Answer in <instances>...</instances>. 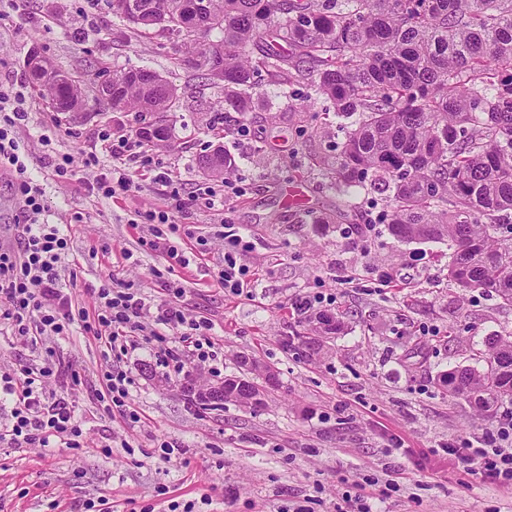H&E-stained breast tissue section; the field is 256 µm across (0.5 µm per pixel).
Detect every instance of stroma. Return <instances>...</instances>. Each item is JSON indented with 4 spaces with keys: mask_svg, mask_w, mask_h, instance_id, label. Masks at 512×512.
<instances>
[{
    "mask_svg": "<svg viewBox=\"0 0 512 512\" xmlns=\"http://www.w3.org/2000/svg\"><path fill=\"white\" fill-rule=\"evenodd\" d=\"M34 49L61 74L81 77L85 93L80 112L57 113L38 99L17 132L49 223L72 226L75 303L93 308L97 289L117 277L158 305L171 300L163 286L173 283L182 290L177 304L209 320L224 375L238 373L246 358L279 385L260 407L199 412L188 408L181 378L162 379L149 350H132L117 363L135 379L141 421L131 427L104 411L100 381L116 363L79 325L37 345L0 336V375L63 360L47 387L83 429L77 448L0 442V512H85L101 497L114 512L149 505L166 512L174 501L194 502L195 512H295L305 504L338 512L359 494L373 512H512V490L464 475L437 453L496 425L497 416L478 415L439 379L475 366L488 337L511 334L512 307L449 279L446 245L401 242L385 225L367 224L369 203L391 196L387 185L341 196L313 168L315 158L335 155L343 120L300 111L308 89L297 84L272 88L247 117L248 136L215 137L213 123L236 118L222 113L220 89L173 65L179 42L137 36L107 0H0V85L31 93L26 63ZM130 66L156 71L183 99L159 152L173 182L164 188L144 176L134 192L107 198L86 184L112 166L105 140L135 133L138 123L134 113L100 110L95 91ZM219 146L234 157L246 195L221 208L189 205V194L210 182L199 156ZM91 152L99 163L88 168ZM63 155L73 170L65 183L46 162ZM293 194L304 200L301 210L290 207ZM149 210L172 213L181 226L173 245L202 251V259L170 271L165 255L142 253L143 231L132 223ZM237 232L251 236L241 255L255 274L247 297L225 293L219 282ZM316 292L334 296L338 333L320 336L299 322L295 302ZM296 334L302 343L286 347ZM394 436L402 449L390 448ZM164 442L176 446L167 461ZM391 479L396 489L387 488Z\"/></svg>",
    "mask_w": 512,
    "mask_h": 512,
    "instance_id": "stroma-1",
    "label": "stroma"
}]
</instances>
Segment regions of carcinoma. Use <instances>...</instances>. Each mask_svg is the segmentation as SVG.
I'll return each mask as SVG.
<instances>
[{
    "mask_svg": "<svg viewBox=\"0 0 512 512\" xmlns=\"http://www.w3.org/2000/svg\"><path fill=\"white\" fill-rule=\"evenodd\" d=\"M131 21L147 11L159 22L139 27L182 40L181 64L212 77L224 65V111L256 110V87L309 86L301 105L328 103L350 121L333 161L313 165L336 191L384 182L392 196L380 219L400 240L448 243V276L458 286L512 306V0H110ZM196 19L201 40L186 23ZM218 32L217 40L208 39ZM51 107H81V80L39 81ZM494 91L489 96L486 90ZM181 107L177 89L156 72L112 74V111L137 114L139 135L168 141ZM218 177L234 159L218 149L198 159ZM481 368L450 371L448 394L480 413L512 403V338L488 341ZM200 410L261 404L252 382L233 376L224 392L186 382Z\"/></svg>",
    "mask_w": 512,
    "mask_h": 512,
    "instance_id": "cac0c4a2",
    "label": "carcinoma"
}]
</instances>
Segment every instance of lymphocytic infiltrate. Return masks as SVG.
Instances as JSON below:
<instances>
[{"label": "lymphocytic infiltrate", "instance_id": "lymphocytic-infiltrate-1", "mask_svg": "<svg viewBox=\"0 0 512 512\" xmlns=\"http://www.w3.org/2000/svg\"><path fill=\"white\" fill-rule=\"evenodd\" d=\"M26 103L22 92L0 87V175L7 177L17 205L11 235L0 243V334L35 345L61 335L80 320L104 352L124 354L149 345L156 349L160 360L174 361V371L179 374L184 366L167 338L168 332L176 330L190 347L192 357L201 363L212 362V374L220 375L215 365V344L209 336L210 323L187 317L181 306H152L141 293L117 278L98 289L96 306L90 312L75 307L71 295L65 293L59 269L70 250L69 238L58 225L48 222L44 190L28 177L26 159L20 155L15 137L28 118ZM111 153L110 177L96 181L98 191L105 196L132 191L136 187L134 174L142 172L153 173L159 185L170 184L169 173L159 171L139 135L121 139L112 145ZM143 220L148 231L140 240L144 250L165 254L180 266L189 265V257L170 244L171 236L180 230L173 217L164 211H149ZM53 374L50 364L24 366L18 375L0 379V413L6 416L0 422V433L9 436L15 447L35 443L45 446L53 439L70 448L79 447L83 431L73 410L65 398L46 388ZM133 384L126 371L104 372L100 398L108 412L137 423L141 416L132 402ZM444 453L454 458L464 474L485 476L512 488V416L488 432L485 445L452 444Z\"/></svg>", "mask_w": 512, "mask_h": 512}]
</instances>
